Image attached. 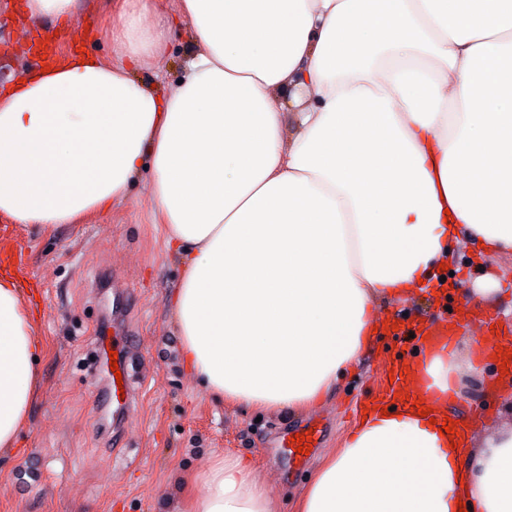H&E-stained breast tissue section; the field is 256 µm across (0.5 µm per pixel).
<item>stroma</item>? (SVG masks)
<instances>
[{
	"instance_id": "obj_1",
	"label": "stroma",
	"mask_w": 512,
	"mask_h": 512,
	"mask_svg": "<svg viewBox=\"0 0 512 512\" xmlns=\"http://www.w3.org/2000/svg\"><path fill=\"white\" fill-rule=\"evenodd\" d=\"M19 5L20 0H0V89L35 72L58 52L83 47L104 59L113 56L107 22L95 0L60 29L27 25ZM190 49L186 30L177 29L165 58L139 71V78L149 82L159 73L176 83ZM147 184L143 178L133 186L118 215L101 216L92 224H66L50 235L0 215V247L21 254L17 279L35 297L50 345L21 450L0 459V512H172L179 475L201 469L216 453L253 462L282 512H295L317 467L339 448L362 406L395 370L404 348L380 333L334 393L304 413L259 415L215 402L181 364L170 299L182 268L150 222ZM452 252L450 284L494 273L509 288L499 295V306H512V254L481 255L465 241L453 244ZM100 271L112 276L116 287L136 294L124 321L139 338L132 373L138 405L119 449L112 446L111 420L94 416L87 396L92 345L103 312L96 286ZM379 313L408 325L420 315L453 323L465 314L460 304L447 308L433 294L420 292L381 303ZM494 378V372H487L466 399L451 407L464 425L476 410L489 413V420L474 431L478 440L512 419ZM310 422L325 431L320 447L303 457L278 448V439Z\"/></svg>"
}]
</instances>
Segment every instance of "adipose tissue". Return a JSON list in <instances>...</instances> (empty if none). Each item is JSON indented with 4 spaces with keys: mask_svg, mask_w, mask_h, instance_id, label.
I'll return each mask as SVG.
<instances>
[{
    "mask_svg": "<svg viewBox=\"0 0 512 512\" xmlns=\"http://www.w3.org/2000/svg\"><path fill=\"white\" fill-rule=\"evenodd\" d=\"M103 3L115 58L68 56L0 92V214L85 224L150 171L151 221L183 268L181 363L212 398L311 409L372 345L379 300L434 281L453 240L512 254V0ZM81 8L21 6L55 25ZM178 23L194 53L160 94L134 72ZM48 351L0 274V455L19 449ZM495 352L481 336L425 347L409 399L369 409L296 512H512V424L455 447L438 429ZM279 509L224 454L182 476L175 512Z\"/></svg>",
    "mask_w": 512,
    "mask_h": 512,
    "instance_id": "adipose-tissue-1",
    "label": "adipose tissue"
}]
</instances>
